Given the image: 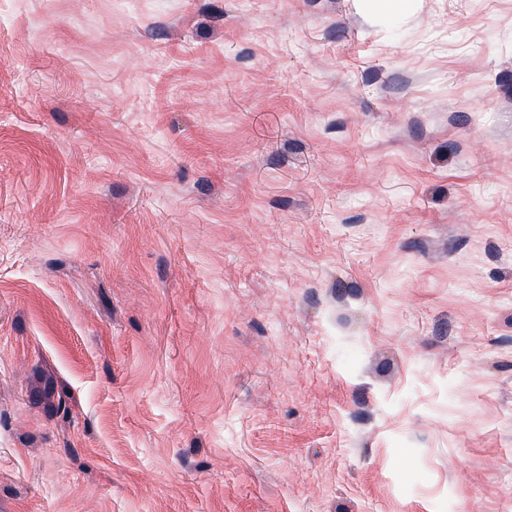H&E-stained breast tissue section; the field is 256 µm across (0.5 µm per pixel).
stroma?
Listing matches in <instances>:
<instances>
[{
    "label": "stroma",
    "mask_w": 512,
    "mask_h": 512,
    "mask_svg": "<svg viewBox=\"0 0 512 512\" xmlns=\"http://www.w3.org/2000/svg\"><path fill=\"white\" fill-rule=\"evenodd\" d=\"M0 512H512V0H0Z\"/></svg>",
    "instance_id": "obj_1"
}]
</instances>
